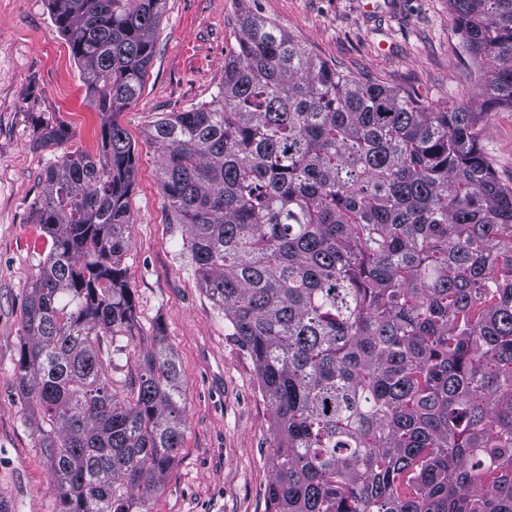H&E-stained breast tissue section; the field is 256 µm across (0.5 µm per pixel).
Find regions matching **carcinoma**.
<instances>
[{"mask_svg":"<svg viewBox=\"0 0 512 512\" xmlns=\"http://www.w3.org/2000/svg\"><path fill=\"white\" fill-rule=\"evenodd\" d=\"M47 2L107 120L96 153L46 167L34 213L51 246L17 385L49 425L58 512H132L185 429L162 326L130 400L100 350L134 319L135 160L116 114L166 0ZM448 8L485 65L477 112L342 75L246 13L217 93L150 131L190 266L272 410L269 512H512V184L480 147L483 112L512 109V0Z\"/></svg>","mask_w":512,"mask_h":512,"instance_id":"1","label":"carcinoma"}]
</instances>
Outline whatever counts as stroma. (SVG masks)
I'll return each instance as SVG.
<instances>
[{
	"label": "stroma",
	"mask_w": 512,
	"mask_h": 512,
	"mask_svg": "<svg viewBox=\"0 0 512 512\" xmlns=\"http://www.w3.org/2000/svg\"><path fill=\"white\" fill-rule=\"evenodd\" d=\"M166 0L139 97L117 120L135 156L128 197L132 226L124 259L134 299L131 330L105 338L112 391L132 398L140 358L163 326L178 358L185 394L183 446L149 493L148 512H268L274 448L271 409L254 365L224 324L182 253L159 181L157 120L210 100L237 47L238 19L258 13L337 70L359 81L414 90L430 107L474 106L481 76L461 46L448 0ZM63 123L71 136L38 145L34 121ZM480 146L503 181L512 180V109L485 114ZM101 114L87 96L47 0H0V512H58L45 423L17 386L31 281L48 237L34 220L49 161L93 152Z\"/></svg>",
	"instance_id": "35a3bbf8"
}]
</instances>
